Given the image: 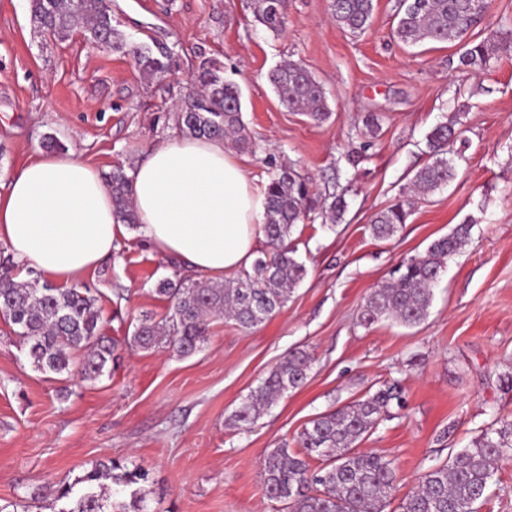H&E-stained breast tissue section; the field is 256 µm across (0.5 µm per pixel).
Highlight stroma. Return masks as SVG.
<instances>
[{"instance_id": "stroma-1", "label": "stroma", "mask_w": 512, "mask_h": 512, "mask_svg": "<svg viewBox=\"0 0 512 512\" xmlns=\"http://www.w3.org/2000/svg\"><path fill=\"white\" fill-rule=\"evenodd\" d=\"M330 3L288 0L285 29L274 35L256 24L253 0H111L128 43L173 53L169 72L149 78L81 33L40 36L29 0H0V190L43 154L49 134L99 173L133 171L177 128L193 72L214 59L242 93L255 146L237 158L254 185L290 166L314 192H341L347 202L338 223L298 225L307 274L287 305L250 330L215 319L192 357L128 347L97 381L45 375L0 321V506L57 512L55 490L112 458L148 471L153 512H287L263 494L264 454L295 442L311 418L398 379L404 406L359 443L392 460L386 512H398L428 469L496 417H512L502 383L512 374V47H501L487 70H459L460 42L408 47L393 38L397 0H374L372 23L359 34L336 24ZM287 61L322 85L328 120L281 104L269 74ZM452 118L465 139L454 179L411 199L399 232L375 240L371 217L403 198L428 160L427 133ZM464 223L469 242L449 259L423 323L361 324L374 288ZM173 271L171 257L141 242L72 285L98 295L105 333L121 340L143 314L166 313L153 286ZM296 350L314 358L306 383L255 424L236 426L252 390Z\"/></svg>"}]
</instances>
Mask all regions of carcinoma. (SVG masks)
I'll use <instances>...</instances> for the list:
<instances>
[{
	"mask_svg": "<svg viewBox=\"0 0 512 512\" xmlns=\"http://www.w3.org/2000/svg\"><path fill=\"white\" fill-rule=\"evenodd\" d=\"M31 20L38 31L58 38L76 28L87 40L115 51L126 50L134 65L150 76L168 71L171 51L153 52L147 46L127 47L112 25L107 0H31ZM336 23L353 33L371 23L373 0H332ZM477 0H398L394 39L406 46L425 41H462L458 67L482 69L490 64L499 45L465 41L472 26L486 17ZM255 21L279 34L286 24V0H255ZM269 80L280 102L316 122L330 116L321 85L301 64L287 62L272 70ZM200 88L184 100L177 120L190 136L219 139L238 150L252 146L242 120L241 91L224 80L221 66L205 62L191 76ZM463 134L456 121L436 124L426 136L430 162L415 174L413 189L427 194L445 186L455 176L448 155ZM107 183L117 222L138 226L132 200V177L122 168L109 174ZM263 233L271 249L260 252L251 268L223 283L199 280L178 272L157 281L154 291L169 301L160 319L144 315L125 343L143 350H168L181 358L201 351L212 335V322L227 316L250 330L271 319L288 303L307 270L295 257L291 236L297 225L313 221L318 195L291 167L276 171L264 189ZM409 203L398 200L373 217V237L386 240L406 223ZM471 225L459 224L451 233L433 240L426 251L401 263L398 276L374 289L361 319L371 325L393 319L412 327L428 315L433 285L448 258L469 240ZM9 255L0 251V316L28 347L35 369L71 372L74 354L83 353L79 375L94 382L116 363L118 340L105 335L99 297L88 288L62 289L48 280L19 281ZM311 365L305 351H292L250 394L235 412V424L248 426L275 399L301 387ZM402 389L395 381L367 394L354 404L341 406L311 419L299 432L301 448L288 444L268 451L262 461L263 493L283 502L288 512H384L395 481L392 462L373 452H359L357 442L401 405ZM512 458V420L498 418L494 426L473 438L450 463L428 470L421 483L403 499L400 512H475L474 505L488 496L498 461ZM319 462L311 470L310 461ZM148 473L139 466L109 459L98 461L73 483L57 490L65 501L59 512H152L142 483Z\"/></svg>",
	"mask_w": 512,
	"mask_h": 512,
	"instance_id": "cac0c4a2",
	"label": "carcinoma"
}]
</instances>
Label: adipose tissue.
<instances>
[{
	"mask_svg": "<svg viewBox=\"0 0 512 512\" xmlns=\"http://www.w3.org/2000/svg\"><path fill=\"white\" fill-rule=\"evenodd\" d=\"M138 237L188 271L223 280L250 268L265 198L222 141L172 133L133 173ZM109 187L73 152L26 164L0 195V244L59 283L96 270L125 238Z\"/></svg>",
	"mask_w": 512,
	"mask_h": 512,
	"instance_id": "adipose-tissue-1",
	"label": "adipose tissue"
}]
</instances>
